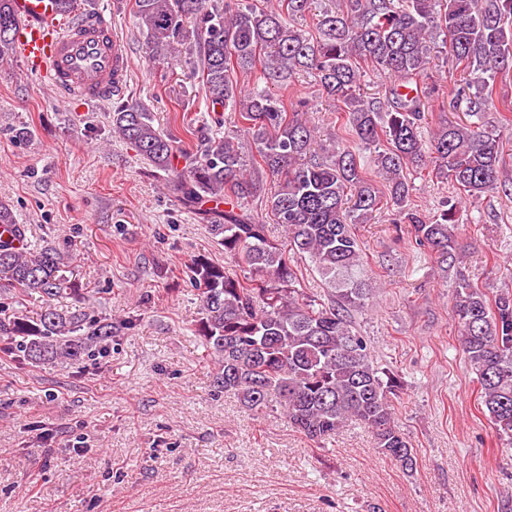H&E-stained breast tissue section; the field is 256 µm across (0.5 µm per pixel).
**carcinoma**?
Segmentation results:
<instances>
[{
	"label": "carcinoma",
	"instance_id": "1",
	"mask_svg": "<svg viewBox=\"0 0 512 512\" xmlns=\"http://www.w3.org/2000/svg\"><path fill=\"white\" fill-rule=\"evenodd\" d=\"M313 4L134 0L153 62L167 65L180 48H195L211 111L237 113L256 153L245 156L232 131L204 136L201 153L191 154L137 103L112 113V132L168 175V191L208 223L231 261L198 256L190 266L202 307L198 335L218 365L215 389L234 393L252 412L280 407L288 426L320 447L354 419L371 429L379 453L411 471L413 448L394 412L400 376L376 364L353 331L351 313L369 306L373 291L354 225L384 206L392 223L408 225L418 245L451 265L460 248L458 203L424 214L411 206L407 172L429 167L470 197L497 188L500 130L483 114L496 77L512 73V0H338L316 16L311 33L296 21ZM17 26L12 0H0V58L13 53ZM438 37L448 61L475 87L468 112L477 121H444L425 142L426 104L443 91L429 72ZM363 62L394 78L384 99L362 98ZM257 68L262 88L250 86ZM300 72L314 75L339 113V148L323 157L312 151L307 102L282 94ZM382 136L387 146L373 165L385 192L359 154ZM265 173L280 178L270 195ZM261 195L283 228L281 241L240 205ZM2 224L12 230L0 238V294L46 298L34 317L0 319L5 352L32 364H68L111 339L112 322L53 304L72 292L64 254L49 244L29 247L24 226L0 200ZM296 259L311 263L328 298L302 288ZM453 288L458 342L481 403L497 434L512 440V292L491 298L464 278Z\"/></svg>",
	"mask_w": 512,
	"mask_h": 512
}]
</instances>
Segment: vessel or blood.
Segmentation results:
<instances>
[{
    "instance_id": "b4317fda",
    "label": "vessel or blood",
    "mask_w": 512,
    "mask_h": 512,
    "mask_svg": "<svg viewBox=\"0 0 512 512\" xmlns=\"http://www.w3.org/2000/svg\"><path fill=\"white\" fill-rule=\"evenodd\" d=\"M14 10L18 53L65 98L93 103L124 90L133 59L107 9L67 15L59 0H14Z\"/></svg>"
}]
</instances>
